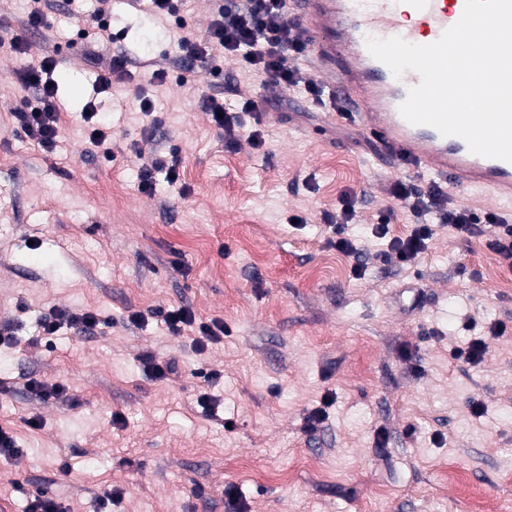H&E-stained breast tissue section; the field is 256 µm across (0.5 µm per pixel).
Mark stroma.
Here are the masks:
<instances>
[{
  "instance_id": "35a3bbf8",
  "label": "stroma",
  "mask_w": 512,
  "mask_h": 512,
  "mask_svg": "<svg viewBox=\"0 0 512 512\" xmlns=\"http://www.w3.org/2000/svg\"><path fill=\"white\" fill-rule=\"evenodd\" d=\"M95 5L52 0L31 29L27 0H0V40L56 55L60 127L50 152L16 133L13 112L34 93L0 54V317L13 318L17 339L0 346L11 384L0 428L22 451L0 458V502L26 512L44 489L71 512H474L479 499L512 512V289L502 287L512 268L446 227L413 266L379 260L387 242L370 221L389 203V177L406 170L360 125L330 122L333 77L321 79L320 106L221 57L196 63L187 84L158 82L152 64L179 55L180 29L138 0H112L131 79L99 91L80 16ZM211 94L229 108L258 100L261 148L225 141L202 108ZM90 101L109 120L113 160L88 140ZM172 153L177 185L140 192V171ZM347 192L361 196L349 232L372 254L360 278L320 220ZM294 214L303 223H289ZM179 306L228 335L195 352L191 332L173 335L156 315ZM56 308L112 324L92 336L64 328L47 343L37 326ZM134 311L141 324L128 323ZM499 323L505 333L491 336ZM478 333L489 337L482 363L449 360ZM145 354L176 358L181 377L154 378ZM199 368L221 377L204 383ZM30 378L68 391L38 400ZM203 392L217 416L198 406ZM328 398V419L306 431ZM309 457L320 470L302 467ZM448 468L468 489L446 480ZM112 491L121 500L108 511Z\"/></svg>"
}]
</instances>
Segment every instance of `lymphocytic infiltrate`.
Returning <instances> with one entry per match:
<instances>
[{"label":"lymphocytic infiltrate","instance_id":"1","mask_svg":"<svg viewBox=\"0 0 512 512\" xmlns=\"http://www.w3.org/2000/svg\"><path fill=\"white\" fill-rule=\"evenodd\" d=\"M180 55L174 61L175 69L190 72L195 62L217 56L234 58L243 72L258 76L264 84L288 90L303 91L314 104H322L323 92L319 84L305 77L298 65L309 54V42L295 20L288 16L287 0H233L221 7L203 36L191 34L180 39ZM11 56L19 65L16 76L23 88L37 92L36 103L29 109L15 114L17 127L44 150H53L59 137L57 124V89L52 85L55 61L52 56L27 57L20 41H12ZM203 108L209 112L214 125L223 130L228 142H235L240 131H247L253 147L265 143L262 129L245 130V116L255 115L258 104L246 99L236 108L229 109L223 99L211 95L203 98ZM389 194L396 203L407 209L414 222L406 237H393L389 226L396 213L387 208L379 213L372 227L373 237L386 240L385 258L396 259L400 265L416 261L434 235L435 225L451 228L459 238L469 240L482 236L484 225L496 227L494 239L487 241V248L501 259L512 264V225L493 212L484 214L455 202L442 183L430 182L421 189L403 176L394 177ZM356 195H346L339 209L322 211V221L328 224L333 237L331 243L337 250L354 257V274H362L368 259V250L345 234L356 213ZM163 321L175 335L194 329L192 340L197 352H204L209 344L219 342L225 335L223 322L197 321L194 312L176 307L163 312ZM110 319L97 313L76 309H56L41 319L38 333L42 336L57 335L64 327L75 328L88 334L101 327L110 326Z\"/></svg>","mask_w":512,"mask_h":512}]
</instances>
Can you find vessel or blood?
I'll return each instance as SVG.
<instances>
[{
    "mask_svg": "<svg viewBox=\"0 0 512 512\" xmlns=\"http://www.w3.org/2000/svg\"><path fill=\"white\" fill-rule=\"evenodd\" d=\"M291 7L319 69L336 72V92L351 119L396 159L449 187L512 200V163L475 155L460 137L406 121L399 107L408 89L419 84V75L409 71L395 78L366 46L371 37L434 43L460 20L465 0H292Z\"/></svg>",
    "mask_w": 512,
    "mask_h": 512,
    "instance_id": "obj_1",
    "label": "vessel or blood"
}]
</instances>
